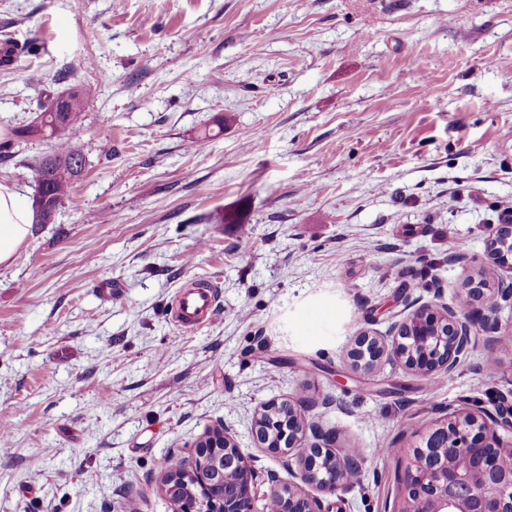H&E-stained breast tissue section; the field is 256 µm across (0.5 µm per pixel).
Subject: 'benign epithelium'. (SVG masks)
Masks as SVG:
<instances>
[{
  "instance_id": "obj_1",
  "label": "benign epithelium",
  "mask_w": 512,
  "mask_h": 512,
  "mask_svg": "<svg viewBox=\"0 0 512 512\" xmlns=\"http://www.w3.org/2000/svg\"><path fill=\"white\" fill-rule=\"evenodd\" d=\"M495 273L490 279L467 278L472 297L497 309L512 305V225L502 224L491 241ZM480 323L489 344H499L495 318L471 310L450 311L435 302L412 309L380 336L362 333L351 350L352 368L366 369L387 358L430 380L452 374L473 349L472 327ZM512 389L500 394L495 413L453 411L431 420L406 457L400 476L399 500L393 512H512V442H501L498 429L512 432ZM259 442L284 455L296 469L292 485L281 487L269 475L265 496L277 512H329L305 487L334 493L352 487L359 468L354 455L339 457L332 432L310 422L302 400L263 405L257 421ZM334 465L321 475L323 462ZM258 474L226 431H212L196 444L180 469H166L161 492L177 512H256Z\"/></svg>"
}]
</instances>
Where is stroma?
Returning a JSON list of instances; mask_svg holds the SVG:
<instances>
[{"instance_id": "35a3bbf8", "label": "stroma", "mask_w": 512, "mask_h": 512, "mask_svg": "<svg viewBox=\"0 0 512 512\" xmlns=\"http://www.w3.org/2000/svg\"><path fill=\"white\" fill-rule=\"evenodd\" d=\"M0 132L91 86L86 165L55 223L0 266V512H173L165 456L228 429L293 480L255 423L301 399L359 449L338 512H387L399 455L439 410L512 388L507 342L431 380L354 371L356 336L406 305L466 307L511 224L512 0H0ZM46 139L0 160L34 194ZM220 293L186 331L190 281ZM187 290L180 291L174 301L173 320L185 330H195L214 314L217 293L215 285L207 279L195 280Z\"/></svg>"}]
</instances>
